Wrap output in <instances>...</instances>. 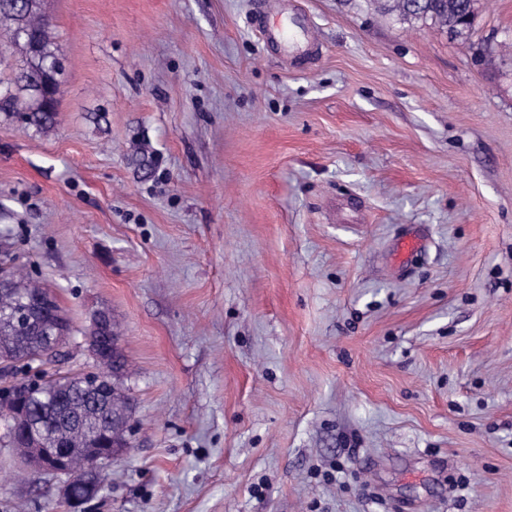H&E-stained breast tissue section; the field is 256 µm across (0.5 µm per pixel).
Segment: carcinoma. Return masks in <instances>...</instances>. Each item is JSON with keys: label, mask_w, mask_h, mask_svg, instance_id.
Wrapping results in <instances>:
<instances>
[{"label": "carcinoma", "mask_w": 512, "mask_h": 512, "mask_svg": "<svg viewBox=\"0 0 512 512\" xmlns=\"http://www.w3.org/2000/svg\"><path fill=\"white\" fill-rule=\"evenodd\" d=\"M376 8L383 14L396 15L404 22L431 21L445 29L449 36L467 35L473 22H462V0H377ZM23 29L34 36L44 53L55 52L46 19L32 8L21 15L13 10L0 9V32L12 35ZM13 51L22 54V70L32 81L44 79L42 62L32 51L26 38L14 42ZM15 98L21 110L0 105V112L18 116L26 125L47 130L55 123L56 113L46 112L40 99L27 91V86L15 84ZM41 298L37 325L24 323L0 324V351L21 362L15 368L23 376L20 396L24 398L23 411L27 420L23 426L42 432L49 444L59 441L72 448L70 470L79 475L85 468L84 448L104 438L108 418L121 417L131 400L130 388L114 391L105 386L94 396L85 397L82 382L75 376L46 375L45 361L35 359L41 349L42 336L57 328L69 329V322L55 295L48 288L35 285L20 275L11 278L8 291H0V314H10L31 298ZM102 367L109 372L120 371L129 377V362L124 350L112 352Z\"/></svg>", "instance_id": "carcinoma-1"}]
</instances>
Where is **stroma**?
<instances>
[{"label": "stroma", "instance_id": "stroma-1", "mask_svg": "<svg viewBox=\"0 0 512 512\" xmlns=\"http://www.w3.org/2000/svg\"><path fill=\"white\" fill-rule=\"evenodd\" d=\"M42 10L57 123L0 113V261L70 317L48 373L110 312L132 446L74 508L0 434V512H512V59L478 54L512 0L459 40L369 0Z\"/></svg>", "mask_w": 512, "mask_h": 512}]
</instances>
